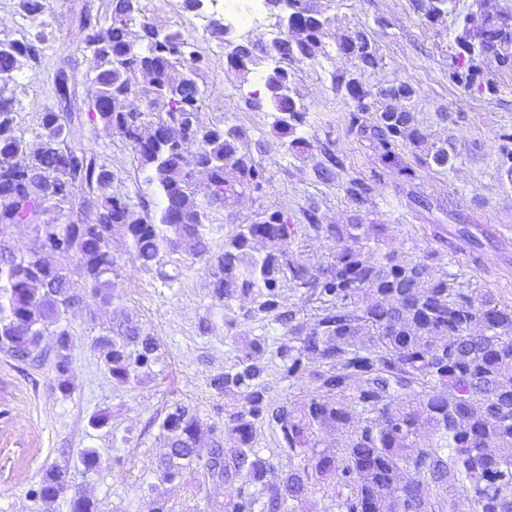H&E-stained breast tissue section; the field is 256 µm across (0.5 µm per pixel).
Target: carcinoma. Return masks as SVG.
<instances>
[{
    "label": "carcinoma",
    "mask_w": 512,
    "mask_h": 512,
    "mask_svg": "<svg viewBox=\"0 0 512 512\" xmlns=\"http://www.w3.org/2000/svg\"><path fill=\"white\" fill-rule=\"evenodd\" d=\"M294 2L287 24L302 32V40L272 48L277 58L264 70V92L250 93L245 103L273 113L274 130L299 152L308 148L298 134L307 108L291 93V67L323 50L330 17L314 0ZM413 2L429 21L448 12V0ZM17 8L37 18L45 13L46 0H18ZM136 23L141 33L134 40ZM78 28L96 63L97 92L89 113L128 141L161 202L156 213L142 215L118 197L99 196L109 171L71 142L73 116L67 112H44L41 132L32 140L16 134L7 78L14 77L21 60L40 59L47 35L0 39V352L38 362L41 338L54 333V370L64 395L70 392L75 346L64 316L82 302L84 288L112 301V235L131 241L142 269L171 280L164 257L209 251L206 207L223 206L266 182L265 168L245 147L243 129L200 123L206 61L181 31L142 19L141 0H112L106 27L83 10ZM210 33L227 41L222 22ZM455 43L450 80L458 85L469 87L476 77L475 66L462 70L466 59L483 58L512 70V15L498 10L494 0H478L477 11L459 23ZM229 45L228 67L240 75L263 66L264 57L248 40ZM338 48L354 55L363 70L378 64L363 32L346 36ZM139 73L150 76L144 89L137 86ZM332 85L356 111H375L373 122L358 125V132L385 162L400 163L395 153L400 141L427 142L411 113L391 105L412 97L410 83L394 81L373 94L356 77L341 74L332 77ZM54 91L58 100H69L64 66ZM142 98L168 135L151 134L138 104ZM188 130L197 144L190 166L183 155ZM449 161L448 148L433 144L421 163ZM65 204L77 206L68 223L36 222L45 207ZM306 220L307 230L336 247L332 261L314 275L292 250L295 228L280 211L269 212L266 224L241 225L224 241L212 272V298L226 304L250 299L253 316L288 327V342L271 351L265 338L254 337L211 378L216 394L235 391L240 404L225 414L224 442H214L207 457L199 453V442L209 428L197 414L176 406L165 415L160 428L168 452L160 479L172 482L189 470L199 491L217 482L233 486L223 512H288L290 503L331 485L347 492L336 491L324 512H455L461 496L470 512H512V306L488 292L460 287L453 274L429 277L430 252L409 256L394 248L370 261L365 249L384 238L383 224H321L314 213ZM17 224L35 232L37 246L27 254L9 245ZM258 244L264 254L256 257ZM288 280L320 303L308 327L283 306L280 288ZM93 349L119 386L130 383L132 367L158 361L155 339L141 335L126 317L115 335L97 337ZM277 360L283 379L299 377L306 363L319 365L309 373L314 394L270 406V368ZM264 422L279 433L280 449L300 459L297 468L280 472L273 456L261 454L256 438ZM323 432L336 434L340 453L319 449ZM99 464V450L86 448L75 467L88 475ZM71 489L69 468H52L36 495L52 500ZM70 506L71 512H100L85 488L74 490Z\"/></svg>",
    "instance_id": "obj_1"
}]
</instances>
